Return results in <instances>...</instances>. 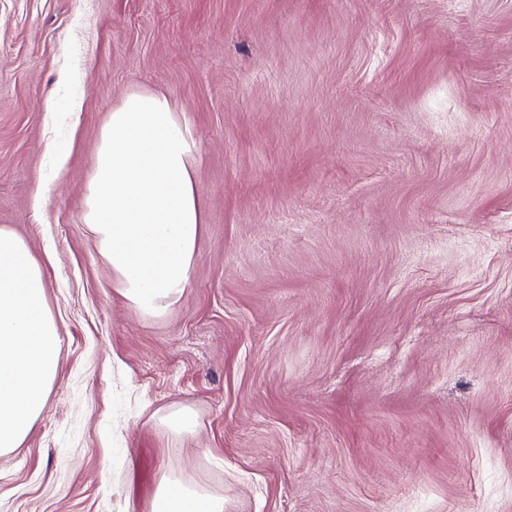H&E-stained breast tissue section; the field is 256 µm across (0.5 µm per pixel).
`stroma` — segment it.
I'll use <instances>...</instances> for the list:
<instances>
[{"instance_id": "1", "label": "stroma", "mask_w": 512, "mask_h": 512, "mask_svg": "<svg viewBox=\"0 0 512 512\" xmlns=\"http://www.w3.org/2000/svg\"><path fill=\"white\" fill-rule=\"evenodd\" d=\"M138 92L204 218L159 317L83 220ZM1 226L62 342L0 512H512V0H0ZM164 422L177 439L192 437L197 432V418L190 408L172 410L165 416ZM149 511L224 512V494L168 472L160 480Z\"/></svg>"}]
</instances>
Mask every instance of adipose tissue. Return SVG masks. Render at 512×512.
Instances as JSON below:
<instances>
[{"mask_svg": "<svg viewBox=\"0 0 512 512\" xmlns=\"http://www.w3.org/2000/svg\"><path fill=\"white\" fill-rule=\"evenodd\" d=\"M194 153L157 94L127 96L101 135L85 221L122 295L146 315L165 314L190 279L202 222ZM45 296L30 247L0 227V455L21 445L58 374L61 338ZM150 512H224V494L168 472Z\"/></svg>", "mask_w": 512, "mask_h": 512, "instance_id": "adipose-tissue-1", "label": "adipose tissue"}]
</instances>
